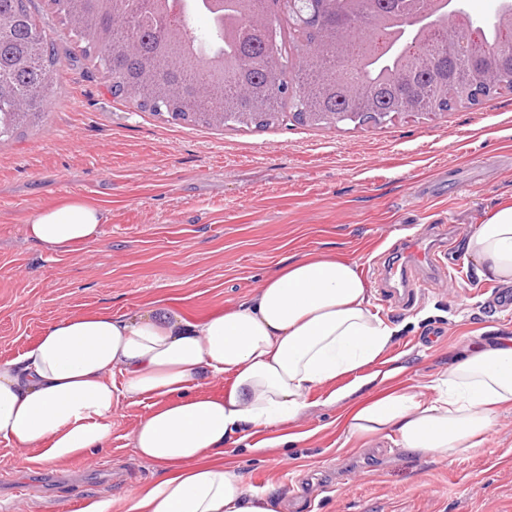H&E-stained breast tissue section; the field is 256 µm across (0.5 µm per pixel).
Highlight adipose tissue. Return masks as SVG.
<instances>
[{"mask_svg": "<svg viewBox=\"0 0 512 512\" xmlns=\"http://www.w3.org/2000/svg\"><path fill=\"white\" fill-rule=\"evenodd\" d=\"M106 209L73 200L26 226L45 249L96 242ZM482 276L512 286V205L475 225L464 243ZM399 328L371 310L355 262L336 254L289 259L252 297L192 319L159 299L112 314L103 308L47 324L19 358L0 362V441L60 464L101 448L123 403L153 401L131 436L134 453L170 474L140 489L129 512H278L272 490L207 463L228 442L296 422L313 391L336 405L399 375L382 356ZM225 379L220 394L210 388ZM512 412V337L473 346L424 385L347 409L345 442L395 438L400 451L445 460L481 447Z\"/></svg>", "mask_w": 512, "mask_h": 512, "instance_id": "1", "label": "adipose tissue"}]
</instances>
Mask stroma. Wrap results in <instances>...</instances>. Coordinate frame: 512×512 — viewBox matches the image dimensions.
Here are the masks:
<instances>
[{
	"label": "stroma",
	"mask_w": 512,
	"mask_h": 512,
	"mask_svg": "<svg viewBox=\"0 0 512 512\" xmlns=\"http://www.w3.org/2000/svg\"><path fill=\"white\" fill-rule=\"evenodd\" d=\"M40 25L70 55L60 92L37 127L0 144V361L18 358L51 321L164 298L201 318L253 294L280 263L310 251L344 254L363 278L403 261L397 240L452 229L451 268L415 301L375 312L400 331L386 359L397 383H424L471 343L512 337L498 283L464 255L473 225L512 203V93L475 108L384 127L298 124L263 130L166 120L112 96L82 44L33 0ZM74 199L108 211L99 242L62 254L27 238L37 211ZM311 407L306 441L257 455L226 444L220 461L247 485L275 488L280 512H512V415L460 459L399 452L391 442L344 444L339 409ZM148 403L115 411L94 454L63 465L0 441V512H84L126 499L163 476L139 460L131 432Z\"/></svg>",
	"instance_id": "obj_1"
}]
</instances>
